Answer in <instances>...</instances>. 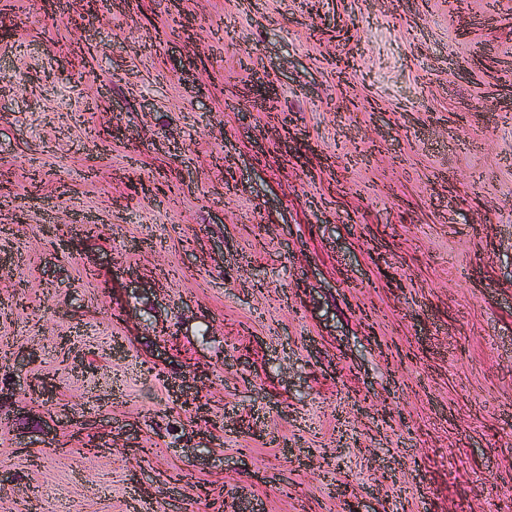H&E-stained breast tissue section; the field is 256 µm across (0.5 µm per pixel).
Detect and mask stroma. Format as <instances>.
Listing matches in <instances>:
<instances>
[{
  "instance_id": "1",
  "label": "stroma",
  "mask_w": 512,
  "mask_h": 512,
  "mask_svg": "<svg viewBox=\"0 0 512 512\" xmlns=\"http://www.w3.org/2000/svg\"><path fill=\"white\" fill-rule=\"evenodd\" d=\"M78 9L0 0V512H512V0Z\"/></svg>"
}]
</instances>
